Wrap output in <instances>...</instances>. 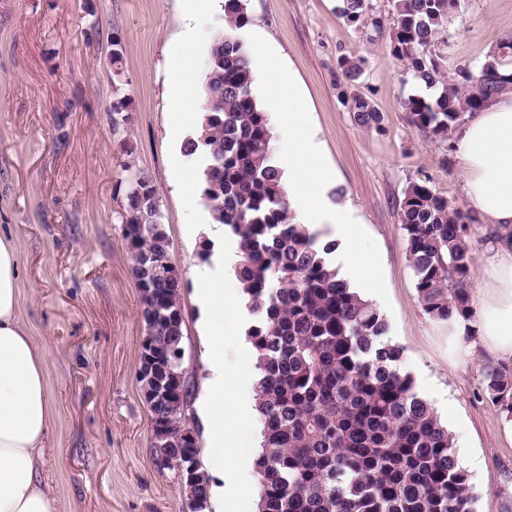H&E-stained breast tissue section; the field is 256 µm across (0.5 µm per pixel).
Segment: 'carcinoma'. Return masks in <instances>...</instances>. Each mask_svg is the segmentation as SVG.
I'll use <instances>...</instances> for the list:
<instances>
[{
	"instance_id": "1",
	"label": "carcinoma",
	"mask_w": 512,
	"mask_h": 512,
	"mask_svg": "<svg viewBox=\"0 0 512 512\" xmlns=\"http://www.w3.org/2000/svg\"><path fill=\"white\" fill-rule=\"evenodd\" d=\"M389 23L368 0H342L339 14L355 28L388 29L392 55L405 74L434 90L403 105L408 122L446 150L453 132L497 96L512 89L507 75L441 60L448 28L465 0H390ZM235 28L248 23L243 0H224ZM342 95L354 122L378 133L383 115L355 92L364 59L342 56ZM242 44L228 34L207 51L204 120L184 144L202 151L203 197L214 220L237 243L234 273L246 295V331L257 355L260 413L258 512H475L468 473L453 436L411 374L400 369L403 348L387 338L388 324L372 301L339 276L329 255L336 243L294 222L270 146L267 115L252 92ZM430 179L408 185L401 228L415 288L431 318L471 335L473 259L469 238L478 217L436 193ZM124 237L141 293L147 342L154 360L140 365L142 392L153 381L171 385L185 356L182 280L168 264L170 241L161 223L157 190L137 175L124 204ZM484 391L512 418V364L484 373ZM189 393L156 401L150 419L188 427ZM184 490L202 512L208 479L200 469Z\"/></svg>"
}]
</instances>
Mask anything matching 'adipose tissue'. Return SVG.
Here are the masks:
<instances>
[{"mask_svg": "<svg viewBox=\"0 0 512 512\" xmlns=\"http://www.w3.org/2000/svg\"><path fill=\"white\" fill-rule=\"evenodd\" d=\"M197 29L186 28L173 54L168 85L169 123L176 132H199L203 112L192 58ZM464 174L463 190L493 226L512 231V93L488 103L454 137ZM191 225H207L213 253L199 274L201 338L208 376L201 411L216 476L226 477L220 494L237 512H255L244 494L256 477L258 447L241 451V423L258 417L254 387L258 380L251 348L233 364L224 361V271L232 254L224 250V227L209 210L192 208ZM472 324L492 353L512 357V241L497 245V256L473 308ZM47 355L19 314V255L11 236L0 233V512H53L41 476L48 432L55 409L48 394Z\"/></svg>", "mask_w": 512, "mask_h": 512, "instance_id": "adipose-tissue-1", "label": "adipose tissue"}]
</instances>
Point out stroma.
<instances>
[{"label": "stroma", "mask_w": 512, "mask_h": 512, "mask_svg": "<svg viewBox=\"0 0 512 512\" xmlns=\"http://www.w3.org/2000/svg\"><path fill=\"white\" fill-rule=\"evenodd\" d=\"M253 32L288 66L334 174L328 207L344 205L377 242L392 307L389 338L402 368L436 408L457 452L478 457L469 475L476 512H512V422L483 391L499 357L479 336L423 310L408 262L399 202L427 178L441 195L473 209L464 176L442 143L411 126L402 102L423 88L373 28L347 26L340 0H244ZM189 20L181 0H0V228L20 255L19 309L48 353L55 409L43 459L54 512H190L173 471L154 456L149 410L138 379L146 334L141 292L121 213L137 174L154 184L170 261L183 280L185 412L209 469L197 414L205 366L195 276L202 236L188 224V198L173 186L183 145L168 121L166 57ZM512 33V0H467L449 27L442 66L477 65ZM123 47L121 71L109 56ZM361 56L358 93L384 115L386 133L357 126L342 103L340 56ZM125 100L126 119L112 123ZM238 283L224 276V350L234 357L249 315H236Z\"/></svg>", "instance_id": "obj_1"}]
</instances>
